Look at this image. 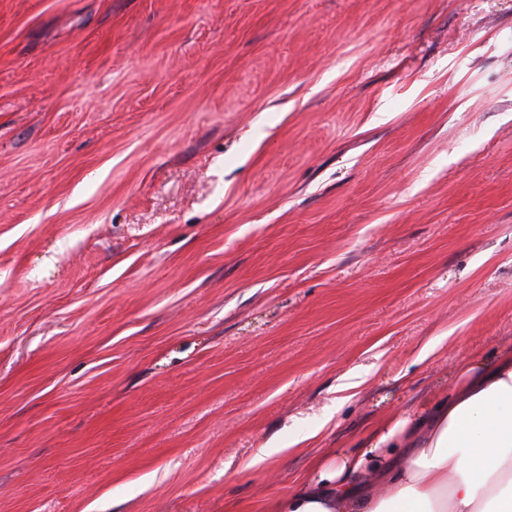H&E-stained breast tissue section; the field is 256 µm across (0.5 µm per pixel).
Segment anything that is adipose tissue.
<instances>
[{"mask_svg":"<svg viewBox=\"0 0 512 512\" xmlns=\"http://www.w3.org/2000/svg\"><path fill=\"white\" fill-rule=\"evenodd\" d=\"M278 512H512V346L364 440Z\"/></svg>","mask_w":512,"mask_h":512,"instance_id":"1","label":"adipose tissue"}]
</instances>
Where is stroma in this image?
I'll return each instance as SVG.
<instances>
[{
    "label": "stroma",
    "mask_w": 512,
    "mask_h": 512,
    "mask_svg": "<svg viewBox=\"0 0 512 512\" xmlns=\"http://www.w3.org/2000/svg\"><path fill=\"white\" fill-rule=\"evenodd\" d=\"M512 344V0H0V512H276Z\"/></svg>",
    "instance_id": "obj_1"
}]
</instances>
